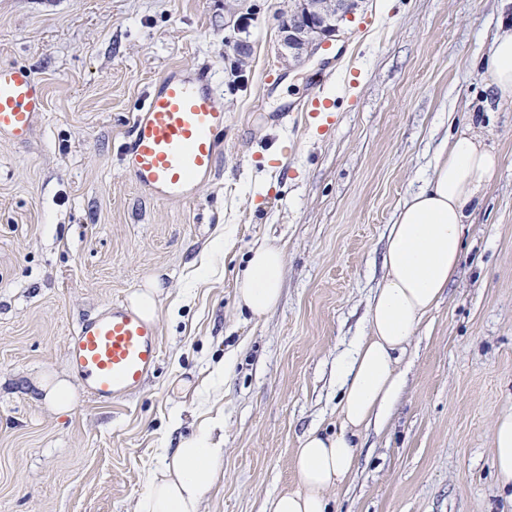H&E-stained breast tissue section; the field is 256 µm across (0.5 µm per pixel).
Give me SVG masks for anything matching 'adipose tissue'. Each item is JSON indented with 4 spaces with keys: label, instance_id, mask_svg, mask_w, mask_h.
<instances>
[{
    "label": "adipose tissue",
    "instance_id": "1",
    "mask_svg": "<svg viewBox=\"0 0 512 512\" xmlns=\"http://www.w3.org/2000/svg\"><path fill=\"white\" fill-rule=\"evenodd\" d=\"M484 65L499 98L512 100V19L500 20ZM500 163L494 148L471 130L442 142L431 176L390 226L386 274L370 304L368 332L336 362L340 428L333 435L314 429L301 439L295 458L299 489L274 496L264 512H329L328 493L351 473L359 432L400 398L399 359L456 275L463 227L471 222ZM285 266L282 247L265 242L254 246L237 277L239 307L256 317L274 308ZM492 435L499 484L512 489V413L496 418ZM223 462L224 450L211 429L183 438L151 474L137 512H200L203 494Z\"/></svg>",
    "mask_w": 512,
    "mask_h": 512
}]
</instances>
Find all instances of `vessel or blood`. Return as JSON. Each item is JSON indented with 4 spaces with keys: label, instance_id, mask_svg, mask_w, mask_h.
<instances>
[{
    "label": "vessel or blood",
    "instance_id": "1",
    "mask_svg": "<svg viewBox=\"0 0 512 512\" xmlns=\"http://www.w3.org/2000/svg\"><path fill=\"white\" fill-rule=\"evenodd\" d=\"M44 108L43 88L30 70L0 65V140L27 142ZM225 122L208 71L170 69L134 115L120 153L122 166L154 200L194 201L215 175ZM65 358L94 401L123 399L142 386L159 362L157 325L124 303H111L78 324Z\"/></svg>",
    "mask_w": 512,
    "mask_h": 512
}]
</instances>
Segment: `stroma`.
<instances>
[{
	"label": "stroma",
	"instance_id": "stroma-1",
	"mask_svg": "<svg viewBox=\"0 0 512 512\" xmlns=\"http://www.w3.org/2000/svg\"><path fill=\"white\" fill-rule=\"evenodd\" d=\"M287 8L0 0V64L30 68L46 97L27 143L0 141V512H136L161 449L213 418L224 469L200 512H263L297 489L301 437L339 428L336 361L368 331L389 226L466 125L500 167L400 359V400L361 431L329 496L333 512H512L490 441L512 411V101L491 96L483 66L512 0H359L301 64L280 55ZM174 67L207 68L227 116L217 174L189 203L150 199L120 165L146 91ZM316 93L333 125L283 114ZM263 240L286 270L256 318L235 279ZM150 278L161 352L142 388L102 405L81 386L67 411L44 406L33 382L72 376L76 325Z\"/></svg>",
	"mask_w": 512,
	"mask_h": 512
}]
</instances>
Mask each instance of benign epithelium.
<instances>
[{"label":"benign epithelium","instance_id":"benign-epithelium-1","mask_svg":"<svg viewBox=\"0 0 512 512\" xmlns=\"http://www.w3.org/2000/svg\"><path fill=\"white\" fill-rule=\"evenodd\" d=\"M283 16L281 46L288 58L300 62L314 57L335 36L351 13L352 0H291Z\"/></svg>","mask_w":512,"mask_h":512}]
</instances>
